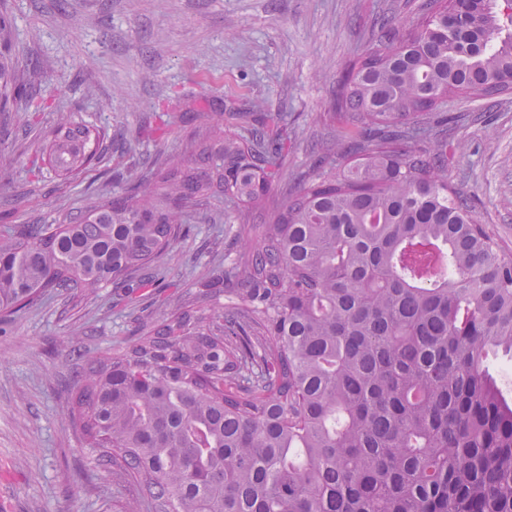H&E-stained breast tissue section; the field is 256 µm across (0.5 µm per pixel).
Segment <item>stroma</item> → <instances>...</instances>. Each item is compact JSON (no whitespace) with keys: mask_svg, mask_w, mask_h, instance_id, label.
<instances>
[{"mask_svg":"<svg viewBox=\"0 0 512 512\" xmlns=\"http://www.w3.org/2000/svg\"><path fill=\"white\" fill-rule=\"evenodd\" d=\"M422 0H0L9 33L0 54L22 75V94L0 109V227L63 224L90 200L120 192L177 154L212 108L254 113L282 136L280 184L344 167L332 142L358 123L333 113L349 65L377 39V19L401 30ZM448 180L480 224L512 253V95L450 98ZM104 131L80 174L34 170L58 113ZM287 113V129L277 117ZM22 114L25 124L13 121ZM196 214L127 293L48 292L0 312V512H124L136 480L97 464L70 418L86 358L111 357L176 312L194 284L221 274L265 229L213 224Z\"/></svg>","mask_w":512,"mask_h":512,"instance_id":"stroma-1","label":"stroma"}]
</instances>
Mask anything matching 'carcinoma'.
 Instances as JSON below:
<instances>
[{"instance_id":"carcinoma-1","label":"carcinoma","mask_w":512,"mask_h":512,"mask_svg":"<svg viewBox=\"0 0 512 512\" xmlns=\"http://www.w3.org/2000/svg\"><path fill=\"white\" fill-rule=\"evenodd\" d=\"M20 87L0 66V97ZM509 93L512 0H425L402 36L382 22L336 90L370 126L352 160L281 191L261 240L181 311L83 362L71 416L98 465L139 478L147 512H512V402L484 368L512 353V255L448 184L434 126L451 96ZM98 137L59 114L50 166L77 175ZM283 150L215 112L124 194L4 226L0 310L129 282L213 199L249 223ZM225 282L245 305L198 313Z\"/></svg>"}]
</instances>
